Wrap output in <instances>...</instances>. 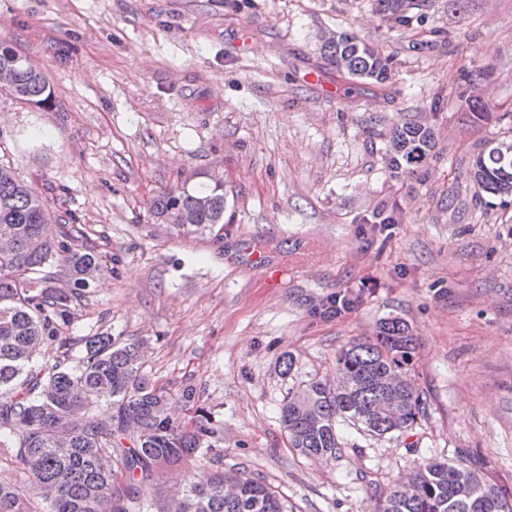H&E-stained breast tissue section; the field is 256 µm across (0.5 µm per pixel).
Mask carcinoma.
<instances>
[{
	"label": "carcinoma",
	"instance_id": "obj_1",
	"mask_svg": "<svg viewBox=\"0 0 512 512\" xmlns=\"http://www.w3.org/2000/svg\"><path fill=\"white\" fill-rule=\"evenodd\" d=\"M376 2L398 25L409 23L405 0ZM325 53L349 77L388 79L390 59L351 34L329 38ZM0 90L35 107L51 97L43 71L1 44ZM433 147L430 126H396L391 168L412 173ZM470 176L489 194L511 196L512 143L474 155ZM55 201L54 188L38 191L0 165V447L14 449L31 475L25 491L0 482V512H293L265 481L222 471L206 485L184 484L162 504L145 494L162 463L218 461L224 428L191 385L179 395L188 419L167 413L171 394L143 371V343L62 335L100 263L84 229L57 215ZM225 205L224 176L206 172L192 186L159 192L150 209L180 234L204 235L224 224ZM58 267L73 287L54 286ZM413 350L410 327L398 317L382 321L374 339L341 348L336 383L312 381L282 404L290 447L329 460L346 421L376 436L413 427L423 404L408 377ZM107 396L112 412L93 415ZM376 512H512V502L474 471L427 461Z\"/></svg>",
	"mask_w": 512,
	"mask_h": 512
}]
</instances>
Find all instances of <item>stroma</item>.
<instances>
[{"instance_id":"obj_1","label":"stroma","mask_w":512,"mask_h":512,"mask_svg":"<svg viewBox=\"0 0 512 512\" xmlns=\"http://www.w3.org/2000/svg\"><path fill=\"white\" fill-rule=\"evenodd\" d=\"M406 2L402 27L375 0H0V44L51 89L43 107L0 93V164L58 189L104 266L64 335L147 339L144 371L174 393L194 384L224 427L220 465L160 468L154 498L221 469L293 512H374L428 459L512 493V197L469 175L481 148L512 141V0ZM345 32L391 57L385 86L325 60ZM404 122L435 134L410 175L386 154ZM211 171L222 238L153 222L155 194ZM339 295L352 310L323 317ZM390 317L415 338L423 416L381 438L342 424L335 459L311 463L288 445L284 398Z\"/></svg>"}]
</instances>
